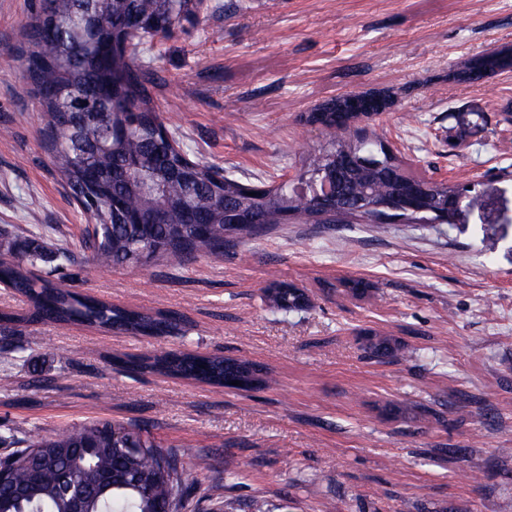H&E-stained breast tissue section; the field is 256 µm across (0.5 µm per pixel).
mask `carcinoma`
I'll return each instance as SVG.
<instances>
[{
    "label": "carcinoma",
    "instance_id": "1",
    "mask_svg": "<svg viewBox=\"0 0 512 512\" xmlns=\"http://www.w3.org/2000/svg\"><path fill=\"white\" fill-rule=\"evenodd\" d=\"M187 0H172L154 33L138 40L127 56L99 58L79 37L87 0H38L23 40L12 49L23 78L32 87L45 117L44 146L66 185L99 232L88 239L97 265L139 267V252L150 261L182 263L199 254L222 255L231 239L257 236L284 214L319 221L318 196L304 192L318 173L343 157L347 163L331 206L349 224H384L376 209L384 196H399L413 180L398 156L369 127L371 117L389 109L373 93L329 99L305 117L326 130L351 125L354 131L334 135L305 158L294 181L270 180L249 196L243 184L215 167L172 148L158 129L165 127L137 65L147 40L170 36ZM116 20L137 15L149 19L153 0H114L101 5ZM127 74L115 88L113 70ZM460 186L430 181L417 210H404L406 224H430L436 211ZM254 209L261 224H233L229 207ZM163 209L164 224H150ZM66 257L33 240L0 242V283L25 295L30 308L23 316L0 314V324L53 321L144 336H167L176 327L170 315L120 310L92 296H81L59 283L30 275L25 265ZM274 304L301 308L295 289L274 283ZM366 348L378 356L393 350L387 337H370ZM169 375L214 385L249 371L250 363L189 352H167L133 363ZM178 453L165 450L145 429L112 421L66 428L53 436L33 433L0 483V512H71L67 484L86 487V512H159L183 473L170 466Z\"/></svg>",
    "mask_w": 512,
    "mask_h": 512
}]
</instances>
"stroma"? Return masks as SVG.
I'll use <instances>...</instances> for the list:
<instances>
[{
    "label": "stroma",
    "instance_id": "35a3bbf8",
    "mask_svg": "<svg viewBox=\"0 0 512 512\" xmlns=\"http://www.w3.org/2000/svg\"><path fill=\"white\" fill-rule=\"evenodd\" d=\"M35 0H0V239L71 262L34 273L112 305L178 314L169 336L52 322L0 331V457L109 420L185 447L181 512H512V70L454 71L512 46V0H205L139 63L190 159L257 184L294 173L328 134L317 105L387 90L372 130L418 175L474 184L468 223L275 224L218 257L101 268L89 221L43 146L44 117L11 54ZM310 303L277 309L271 280ZM361 279L368 296L348 294ZM378 334L404 357L366 350ZM256 362L237 391L126 369L150 352ZM479 458L473 480L463 454Z\"/></svg>",
    "mask_w": 512,
    "mask_h": 512
}]
</instances>
